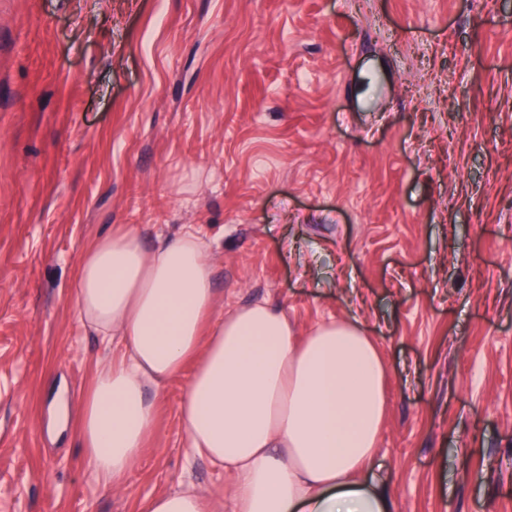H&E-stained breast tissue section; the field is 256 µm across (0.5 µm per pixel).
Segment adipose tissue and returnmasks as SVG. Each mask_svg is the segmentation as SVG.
Segmentation results:
<instances>
[{"mask_svg":"<svg viewBox=\"0 0 512 512\" xmlns=\"http://www.w3.org/2000/svg\"><path fill=\"white\" fill-rule=\"evenodd\" d=\"M208 251L192 226L148 249L117 224L77 262L78 318L113 345L76 429L96 480L124 483L152 432L149 391L183 374L180 422L231 475L228 512H397L372 471L387 374L373 339L356 320L297 338L266 302L216 317Z\"/></svg>","mask_w":512,"mask_h":512,"instance_id":"1","label":"adipose tissue"}]
</instances>
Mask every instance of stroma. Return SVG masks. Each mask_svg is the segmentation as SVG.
<instances>
[{"label":"stroma","mask_w":512,"mask_h":512,"mask_svg":"<svg viewBox=\"0 0 512 512\" xmlns=\"http://www.w3.org/2000/svg\"><path fill=\"white\" fill-rule=\"evenodd\" d=\"M116 224L199 228L219 313L368 325L398 512H512V0H0V512L230 489L181 376L121 488L88 468L69 285Z\"/></svg>","instance_id":"stroma-1"}]
</instances>
